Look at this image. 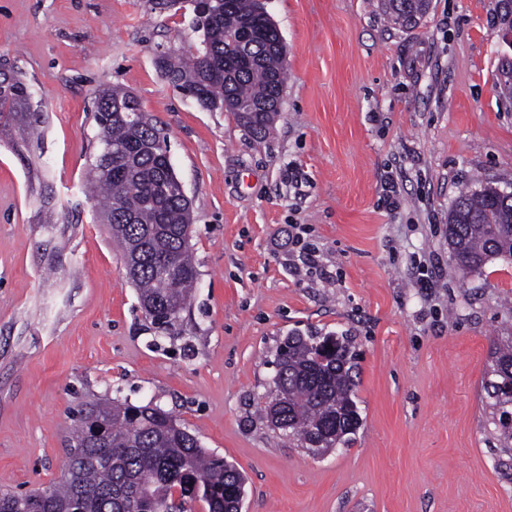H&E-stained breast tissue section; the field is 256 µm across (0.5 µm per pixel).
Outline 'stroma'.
I'll return each mask as SVG.
<instances>
[{
  "mask_svg": "<svg viewBox=\"0 0 512 512\" xmlns=\"http://www.w3.org/2000/svg\"><path fill=\"white\" fill-rule=\"evenodd\" d=\"M287 79L269 135L185 97L161 53L199 39L155 0H0V66L30 106L0 125V489L59 481L97 398L154 402L246 478L242 512H512L482 381L512 336V266L462 276L448 211L512 191L500 0H266ZM134 93L192 201L198 283L156 332L83 192L95 94ZM316 251L298 259L300 244ZM350 336L363 424L321 456L269 427L276 348ZM430 0H383L384 11L402 26L417 24L429 11Z\"/></svg>",
  "mask_w": 512,
  "mask_h": 512,
  "instance_id": "obj_1",
  "label": "stroma"
}]
</instances>
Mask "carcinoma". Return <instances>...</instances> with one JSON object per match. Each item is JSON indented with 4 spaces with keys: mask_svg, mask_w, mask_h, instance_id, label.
Listing matches in <instances>:
<instances>
[{
    "mask_svg": "<svg viewBox=\"0 0 512 512\" xmlns=\"http://www.w3.org/2000/svg\"><path fill=\"white\" fill-rule=\"evenodd\" d=\"M384 11L402 26L417 24L430 0H381ZM199 44L180 58L164 57V69L181 93L205 109L224 101L265 105L286 80L278 31L256 8V0H211L210 9L192 18ZM125 89L96 93L100 150L91 164V192L99 213L111 225L125 266L134 270L138 299L153 301L145 310L155 328L169 330L187 308L198 272L189 246L190 225L182 223L181 203L169 180L167 139L153 124L136 126L113 106ZM31 99L30 87L14 73L0 71V121ZM239 124L265 138L275 115L255 112ZM448 245L458 271L481 272L500 260L512 264V199L486 185L463 193L448 213ZM175 259L161 276L156 265ZM318 336L293 334L276 349L274 377L280 430L313 453L349 445L362 426L355 393V351L346 336L318 358ZM486 406L502 451L512 452V336L491 350ZM106 423L103 438L86 434L89 417ZM245 481L231 464L202 448L198 438L151 402L97 399L78 412L67 463L58 484L46 491L48 512H183L186 503L203 502L208 512H241Z\"/></svg>",
    "mask_w": 512,
    "mask_h": 512,
    "instance_id": "carcinoma-1",
    "label": "carcinoma"
}]
</instances>
